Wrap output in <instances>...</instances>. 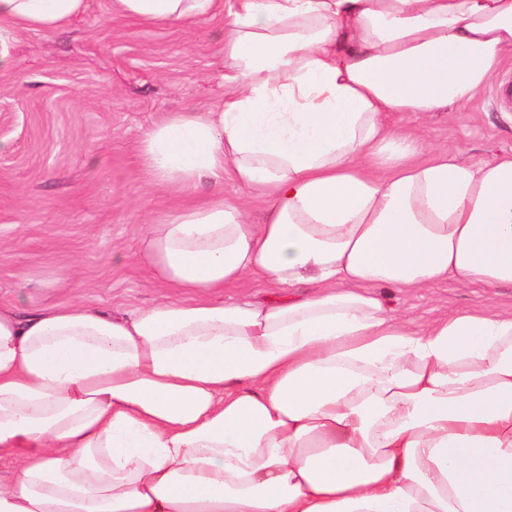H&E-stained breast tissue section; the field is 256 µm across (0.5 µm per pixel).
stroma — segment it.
Instances as JSON below:
<instances>
[{"mask_svg": "<svg viewBox=\"0 0 512 512\" xmlns=\"http://www.w3.org/2000/svg\"><path fill=\"white\" fill-rule=\"evenodd\" d=\"M227 18L169 25L86 0L51 32L13 30L0 51V305L19 314L62 302L102 311L165 302L173 289L139 262L140 224H162L181 205L214 194L264 223L267 203L232 180L172 194L150 184L141 156L149 130L171 112H211L224 100ZM512 62L466 107L397 112L390 121L432 148L469 162L512 153V102L493 105ZM389 313L413 331L465 310L512 313V288L448 280L422 290L383 288Z\"/></svg>", "mask_w": 512, "mask_h": 512, "instance_id": "stroma-1", "label": "stroma"}]
</instances>
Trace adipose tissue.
<instances>
[{
  "label": "adipose tissue",
  "instance_id": "obj_1",
  "mask_svg": "<svg viewBox=\"0 0 512 512\" xmlns=\"http://www.w3.org/2000/svg\"><path fill=\"white\" fill-rule=\"evenodd\" d=\"M85 0H0V31ZM151 25L222 0H111ZM228 91L142 145L216 196L141 231L176 299L0 306V512H512V314L411 331L376 290L512 286V153L465 163L393 128L479 96L512 62V0H238ZM251 276L286 289L224 302Z\"/></svg>",
  "mask_w": 512,
  "mask_h": 512
}]
</instances>
